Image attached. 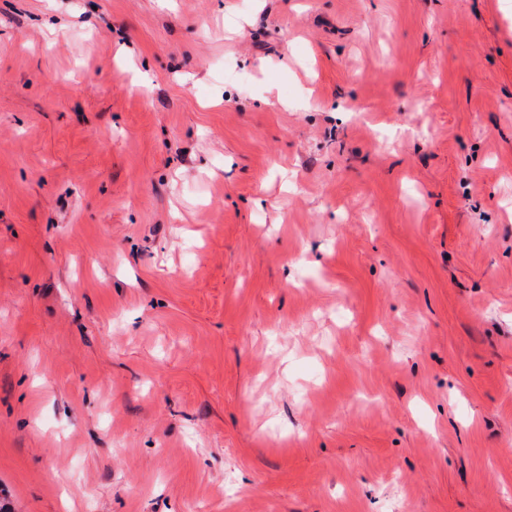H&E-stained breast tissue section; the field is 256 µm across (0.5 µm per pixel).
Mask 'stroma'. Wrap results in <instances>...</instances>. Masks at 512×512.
<instances>
[{
  "label": "stroma",
  "mask_w": 512,
  "mask_h": 512,
  "mask_svg": "<svg viewBox=\"0 0 512 512\" xmlns=\"http://www.w3.org/2000/svg\"><path fill=\"white\" fill-rule=\"evenodd\" d=\"M0 502L512 512V0H0Z\"/></svg>",
  "instance_id": "35a3bbf8"
}]
</instances>
